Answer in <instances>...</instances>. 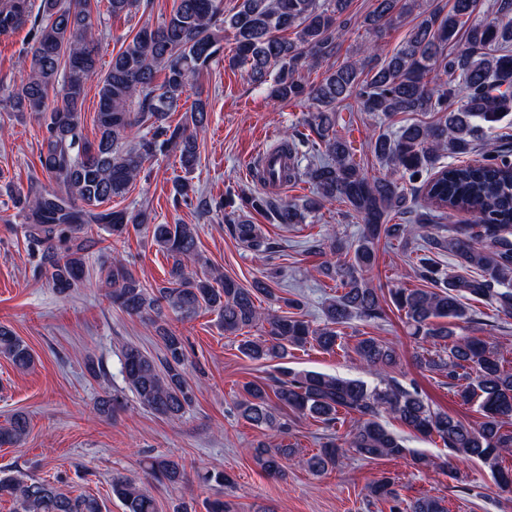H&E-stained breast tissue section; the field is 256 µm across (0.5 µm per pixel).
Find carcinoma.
I'll return each mask as SVG.
<instances>
[{
    "label": "carcinoma",
    "instance_id": "cac0c4a2",
    "mask_svg": "<svg viewBox=\"0 0 512 512\" xmlns=\"http://www.w3.org/2000/svg\"><path fill=\"white\" fill-rule=\"evenodd\" d=\"M363 25L379 36L389 26L414 16L405 44L392 56L379 53L378 44L364 46L362 61L332 65L318 84H308L303 73L332 57L337 39L353 26L346 14L348 0H240L237 10L224 14L221 0H175L161 25H143L112 56L99 75V42L92 34V17L99 0H41V14L31 15L29 0H0V33L29 27L31 42L21 59L26 75L10 96L17 113L43 114L44 135L39 162L50 182L39 179L27 190H17L15 204L23 213L29 241L42 251L48 282L64 293L83 282L86 256L103 232L120 239L133 227L149 225L146 210L130 213L104 204L126 194L146 166L173 150L181 167L192 172L198 146L190 126L203 124L206 104L195 101L189 122L171 127L167 114L179 107L197 77L219 55V33L232 30L236 44L229 65L245 69L248 80L270 85L279 100L307 101L313 111L304 120L309 133L295 130L267 156L284 158L280 172L254 166L255 178L268 185L304 182L313 198L291 203L264 193L230 196L224 221L234 225L238 239L271 255L259 227L246 219L249 210L271 215L279 224H302L324 203L342 201L347 215L361 221L355 242L344 245L324 237L332 253H352L347 259L325 261L317 272L336 283L341 294L326 303L323 325L315 326L298 313V299L279 296L271 272L246 288L217 268L200 277L189 270L200 261L196 230L191 224H154L152 239L172 258L163 286L146 288L124 259L114 256L100 268L111 288L112 303L129 315L161 319L170 311L191 317L205 310L217 314L224 331L236 333L267 323V335L245 338L240 352L251 360H285L288 348L316 346L335 349L337 327L358 317H383V304L404 314L409 335L434 352L417 358L419 367L448 379L465 404H476L483 421L473 427L425 402L418 386H404L394 378L367 387L359 380L314 371L277 369L271 382L250 383L237 401L243 420L281 435L290 431L281 411L310 417L335 427L340 416L350 417L345 435L327 438L321 448L299 460L315 474L337 469L350 455L362 459H404L411 450L389 431L386 415L410 430L440 440L445 453L413 457L421 468L446 470L456 462L474 461L490 471L504 489L512 488V469L503 466L512 455V369L465 301L485 302L496 317L512 319V153L483 139L512 111V0H492L491 11L476 22L472 16L481 0H453L449 10L430 8L421 0H375ZM292 33L293 37L286 36ZM465 47L450 49L459 33ZM165 73L161 84L158 72ZM98 79L99 138L83 141L82 107L86 87ZM56 104L49 106V93ZM354 100L363 112L392 117L404 112L435 113L432 122H414L371 138L374 155L386 173L368 175L349 157L347 142L336 131V108ZM480 153L481 162L466 157ZM307 165H301V159ZM475 216L473 224H445L448 212ZM399 222L392 223L394 218ZM436 231H430V228ZM382 238L404 249L422 241L415 256L418 278L427 288H389L373 284L377 246ZM451 255L452 270L436 264L432 255ZM264 295L290 309L286 314L264 313L254 302ZM164 357L155 359L135 345L122 350L124 382L144 409L170 420L183 416L193 403L186 383L185 345L181 336L156 327ZM359 364L368 372L386 376L397 365L395 346L375 336H363L353 346ZM0 357L27 370L34 356L27 344L0 325ZM28 422L16 414L0 426V445L25 439ZM252 455L265 473L284 478L296 449L288 444L259 442ZM145 477L159 484H176L184 477L182 465L155 456L145 465ZM112 495L124 512H158L145 484L124 475L112 477ZM7 497L14 512H103L98 498L72 495L57 484L17 472L0 473V499ZM368 497L391 503L390 512H447L444 500L425 495L409 503L383 476L369 487Z\"/></svg>",
    "mask_w": 512,
    "mask_h": 512
}]
</instances>
